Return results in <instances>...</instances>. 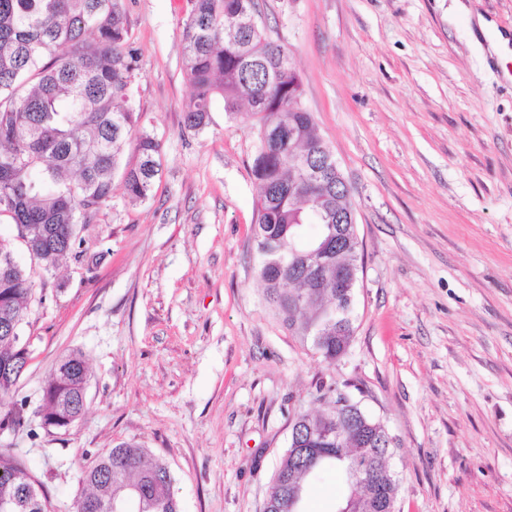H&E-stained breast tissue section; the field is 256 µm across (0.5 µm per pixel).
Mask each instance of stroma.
Returning a JSON list of instances; mask_svg holds the SVG:
<instances>
[{
  "mask_svg": "<svg viewBox=\"0 0 512 512\" xmlns=\"http://www.w3.org/2000/svg\"><path fill=\"white\" fill-rule=\"evenodd\" d=\"M126 5L161 172L137 205L114 182L79 258L49 270L0 218L34 284L30 360L0 395L25 423L0 429V452L50 512H71L85 467L122 442L169 466L182 512H263L293 419L333 385L392 437L398 512H512V60L476 24L512 31V0H260L357 215L355 333L333 366L261 300L256 128L220 99L204 129L184 125L188 0ZM75 350L85 412L43 426L42 389ZM348 493L326 472L304 512Z\"/></svg>",
  "mask_w": 512,
  "mask_h": 512,
  "instance_id": "stroma-1",
  "label": "stroma"
}]
</instances>
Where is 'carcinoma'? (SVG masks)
<instances>
[{
  "label": "carcinoma",
  "instance_id": "1",
  "mask_svg": "<svg viewBox=\"0 0 512 512\" xmlns=\"http://www.w3.org/2000/svg\"><path fill=\"white\" fill-rule=\"evenodd\" d=\"M182 29V66L193 94L185 124L209 122L215 97L224 111L257 126L260 146L253 161L258 195L253 228L263 300L293 334L311 342L323 362L340 360L341 345L354 334L352 313L336 312V265L354 256L330 257L318 274L292 266L322 238L327 224L346 210L342 184L325 175L314 210L296 186L295 167L307 157L324 163L330 150L312 113L302 107V84L288 47L271 39L260 20L259 0H190ZM136 49L131 42L126 0H0V216L23 226L30 256L50 269L75 254L76 226L92 224L112 200L115 174L131 204L148 200L159 174L160 144L138 129L132 102ZM135 140L136 159H125ZM32 293L25 269L0 239V365L20 363L14 336L21 333ZM88 367L80 353L65 355L43 389L38 410L47 422L78 419ZM348 409L299 418L276 469L267 501L280 504L332 468L364 497L352 465L381 442V423L353 414L347 395L328 389ZM340 432L341 438L323 439ZM296 448H315L316 464L298 461ZM32 476L12 455L0 453V503L11 512H48L46 497H30ZM376 485L391 497L398 485L385 460L377 462ZM88 491L74 512H181L167 464L146 459L136 443L113 447L83 474Z\"/></svg>",
  "mask_w": 512,
  "mask_h": 512
}]
</instances>
